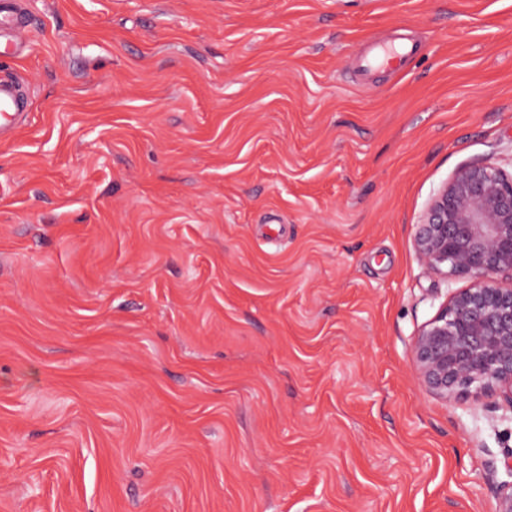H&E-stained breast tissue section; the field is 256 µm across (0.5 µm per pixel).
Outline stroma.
<instances>
[{
	"mask_svg": "<svg viewBox=\"0 0 512 512\" xmlns=\"http://www.w3.org/2000/svg\"><path fill=\"white\" fill-rule=\"evenodd\" d=\"M28 2L0 512H493L512 421L422 387L469 281L414 232L512 165V0Z\"/></svg>",
	"mask_w": 512,
	"mask_h": 512,
	"instance_id": "1",
	"label": "stroma"
}]
</instances>
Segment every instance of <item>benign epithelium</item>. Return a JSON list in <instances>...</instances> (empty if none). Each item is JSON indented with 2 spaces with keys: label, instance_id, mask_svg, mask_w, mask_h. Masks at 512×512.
<instances>
[{
  "label": "benign epithelium",
  "instance_id": "1",
  "mask_svg": "<svg viewBox=\"0 0 512 512\" xmlns=\"http://www.w3.org/2000/svg\"><path fill=\"white\" fill-rule=\"evenodd\" d=\"M432 271L467 277L411 344L422 386L444 401L497 390L512 409V172L484 159L459 167L414 233ZM495 512H512V481L498 486Z\"/></svg>",
  "mask_w": 512,
  "mask_h": 512
}]
</instances>
